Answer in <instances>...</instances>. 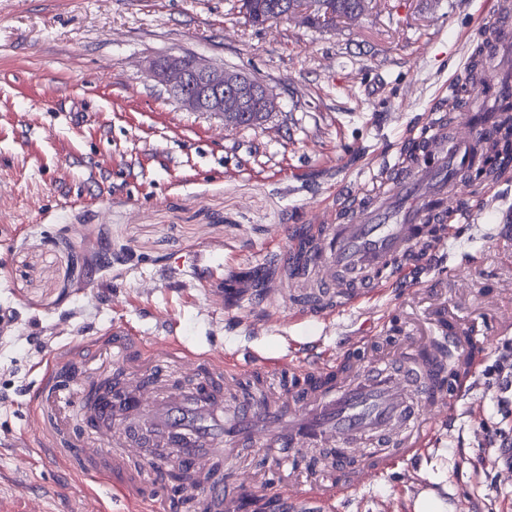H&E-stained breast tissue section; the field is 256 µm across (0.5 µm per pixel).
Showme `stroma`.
I'll list each match as a JSON object with an SVG mask.
<instances>
[{
	"label": "stroma",
	"instance_id": "35a3bbf8",
	"mask_svg": "<svg viewBox=\"0 0 512 512\" xmlns=\"http://www.w3.org/2000/svg\"><path fill=\"white\" fill-rule=\"evenodd\" d=\"M491 0H382L357 25L323 31L245 23L237 0H0V502L85 512L87 490L50 457L31 459L36 363L115 330L144 343L258 349L323 340L346 350L384 322L394 337L470 330L472 393L434 445L359 488L339 512H414L421 492L448 512H512V476L485 429L502 418L495 366L512 358V183L459 232L465 254L419 266L414 285L331 327L288 330L268 307L222 306L227 277L268 271L282 224L334 221L337 191L363 182L425 126L449 82L465 108L491 96L464 64ZM190 53L256 77L280 110L227 128L189 112L148 71Z\"/></svg>",
	"mask_w": 512,
	"mask_h": 512
}]
</instances>
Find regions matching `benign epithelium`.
<instances>
[{"label":"benign epithelium","instance_id":"7a95c632","mask_svg":"<svg viewBox=\"0 0 512 512\" xmlns=\"http://www.w3.org/2000/svg\"><path fill=\"white\" fill-rule=\"evenodd\" d=\"M376 0H357L346 14L327 9L323 0H288L282 10L264 24L279 21L318 24L334 29L339 23L354 24L374 8ZM153 77L190 112H205L226 127L260 124L279 109L274 93L255 77L238 69L214 66L195 56L170 55L150 64Z\"/></svg>","mask_w":512,"mask_h":512}]
</instances>
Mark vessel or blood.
I'll use <instances>...</instances> for the list:
<instances>
[{
    "label": "vessel or blood",
    "instance_id": "vessel-or-blood-1",
    "mask_svg": "<svg viewBox=\"0 0 512 512\" xmlns=\"http://www.w3.org/2000/svg\"><path fill=\"white\" fill-rule=\"evenodd\" d=\"M485 24L488 33L479 43L482 76L496 94L485 100L484 110L495 115L501 99L512 96V0H495ZM492 130L480 124L461 134L434 122L424 134L406 137L396 157L372 172L378 190L350 187L337 198L335 223L308 225L313 246L306 253L297 251L296 228L279 226L277 282L263 290L258 303L287 304L292 326L331 324L390 289L405 287L410 277L398 259L415 250L429 225L442 227L433 250L458 241V225L467 215L445 201L478 164L477 149ZM511 178L512 160L497 164L481 181L480 198ZM373 342L358 336L347 355L317 349L275 360L254 351L197 350L174 336L150 344L129 332L103 343L85 340L38 365L37 407L29 421L39 453L55 457L88 485H110L132 512H151L163 502L165 473L131 466L141 454L135 437L120 451L106 452L119 427L146 429L187 461L200 477L202 512H238L249 495L276 498L282 512H336L366 481L425 452L437 425L469 390L463 381L448 392L436 388L458 337H434L423 350L404 336L403 356L393 369L367 357ZM106 346L114 360L134 367L132 384L109 395L97 390L85 369ZM173 369L191 378L193 387L158 396L156 382ZM356 439L365 442L357 467L337 457L293 490L225 480L220 465L229 443L258 449L267 463L284 467L301 449H343Z\"/></svg>",
    "mask_w": 512,
    "mask_h": 512
}]
</instances>
